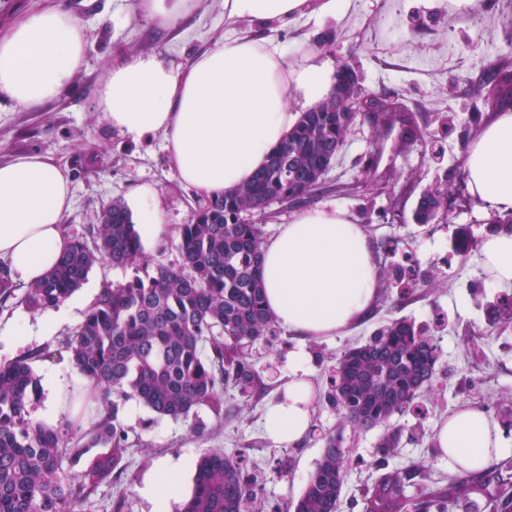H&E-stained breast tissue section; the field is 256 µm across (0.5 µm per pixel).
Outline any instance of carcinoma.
<instances>
[{
	"label": "carcinoma",
	"instance_id": "carcinoma-1",
	"mask_svg": "<svg viewBox=\"0 0 512 512\" xmlns=\"http://www.w3.org/2000/svg\"><path fill=\"white\" fill-rule=\"evenodd\" d=\"M482 77L491 87L489 105L512 109V71L492 67ZM348 120L323 103L302 113L251 182L197 201L190 223L179 229V266L158 260L145 279L102 284L63 349L103 398L120 391L173 419L207 406L222 419L224 387L248 393L256 374L241 346L273 332L275 320L260 276L261 227L243 215L311 190L336 160ZM444 197H453L451 187L423 195L416 219L428 223ZM105 260L115 267L148 262L132 214L120 200L103 210L93 244L73 239L57 267L25 291L27 307L38 312L69 299ZM16 291L0 266V304ZM52 357L44 350L0 363V512H76L112 482L113 472L124 470L130 443L117 404L91 414L85 431L66 418L48 427L31 417L28 404L39 394L31 361ZM439 358L438 345L422 329L396 320L343 352L326 398L350 424L384 428L378 452L386 461L400 440L392 417L419 409L415 401L435 376ZM342 444V432L326 435L293 512H337L347 464ZM415 478L408 470L381 474L365 512H512V460L480 477L454 476L443 488L408 495ZM255 485L236 459L206 453L182 512H250Z\"/></svg>",
	"mask_w": 512,
	"mask_h": 512
}]
</instances>
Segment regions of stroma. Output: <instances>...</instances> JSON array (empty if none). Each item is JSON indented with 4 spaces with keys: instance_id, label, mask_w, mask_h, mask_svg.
Wrapping results in <instances>:
<instances>
[{
    "instance_id": "obj_1",
    "label": "stroma",
    "mask_w": 512,
    "mask_h": 512,
    "mask_svg": "<svg viewBox=\"0 0 512 512\" xmlns=\"http://www.w3.org/2000/svg\"><path fill=\"white\" fill-rule=\"evenodd\" d=\"M86 33L85 62L58 98L26 109L0 100V162L30 151L67 170L72 202L63 218L69 236L94 241L103 207L129 201L144 184L158 192L162 220L172 229L189 223L197 195L181 183L162 134L134 142L113 131L97 102L112 66L123 57L153 52L175 66L225 36L223 0H197L192 13L163 27L144 16L137 0H69ZM276 39L288 58L307 49L332 65L348 63L364 93L385 94L407 110L410 126L358 118L314 205L347 210L371 238L380 269V295L369 316L330 340H301L283 328L244 344L256 373L248 396L224 395V418L203 407L187 419L156 414L138 400H120V418L136 444L120 475L102 485L91 512H149L138 488L160 460L200 458L218 449L257 477L253 512H293L315 470L323 437L339 429L351 459L338 512H364L378 479L379 428L342 423L323 402L329 377L344 350L381 327L407 319L433 336L440 349L437 374L419 398L421 412L394 416L401 430L393 469L419 471V480L446 485L455 473L439 459L434 431L459 405L481 408L501 427L512 460V318L489 322L486 308L512 299V287L493 286L481 266V246L494 233L490 203H456L443 224H419L414 210L426 191L466 189L463 156L494 111L481 75L512 67V0H475L472 10L449 11L448 0H342L335 14L308 15L280 27ZM152 266L120 268L104 262L90 271L56 331L32 338L29 351L61 349L82 323L103 282L153 275ZM306 350L318 395L304 443L282 447L263 432L264 405L287 381L293 354Z\"/></svg>"
}]
</instances>
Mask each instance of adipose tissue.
Listing matches in <instances>:
<instances>
[{"mask_svg":"<svg viewBox=\"0 0 512 512\" xmlns=\"http://www.w3.org/2000/svg\"><path fill=\"white\" fill-rule=\"evenodd\" d=\"M340 0H224V19L294 20L335 13ZM86 34L65 0H36L0 32V99L34 108L58 97L85 60ZM336 79L330 62L304 54L291 62L274 35H232L173 67L154 53L113 66L99 105L114 131L138 142L154 133L180 180L205 198L249 182L297 123L301 110L327 99ZM296 107H289V100ZM463 168L470 194L512 211V112L498 113L469 143ZM71 206L70 179L52 158L27 152L0 163V265L13 284L44 279L68 251L62 218ZM144 253L155 252L172 230L163 224L156 191L135 198ZM265 304L275 321L305 339L348 332L372 309L380 274L369 236L347 210L318 206L297 213L261 246ZM481 264L492 283L512 287V231L487 237ZM306 351L295 352L293 375L281 398L262 413L267 437L294 446L308 432L314 387ZM47 394L38 422L76 419L68 378L44 372ZM441 458L478 472L505 448L498 424L483 410L458 407L435 431ZM189 459L164 460L138 488L150 512H169L185 493Z\"/></svg>","mask_w":512,"mask_h":512,"instance_id":"1","label":"adipose tissue"}]
</instances>
